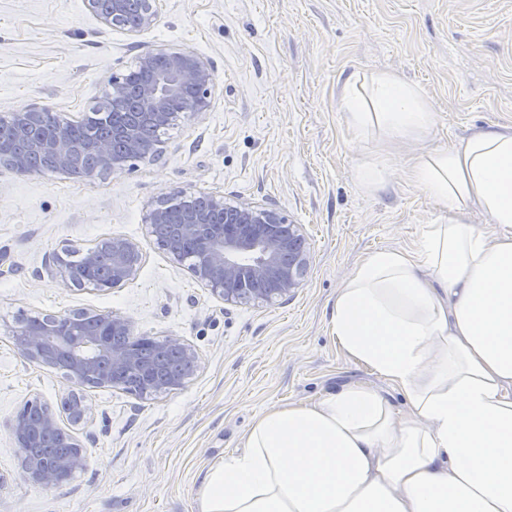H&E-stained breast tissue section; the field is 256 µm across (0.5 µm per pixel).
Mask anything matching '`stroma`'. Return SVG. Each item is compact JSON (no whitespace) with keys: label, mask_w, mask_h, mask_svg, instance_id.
<instances>
[{"label":"stroma","mask_w":512,"mask_h":512,"mask_svg":"<svg viewBox=\"0 0 512 512\" xmlns=\"http://www.w3.org/2000/svg\"><path fill=\"white\" fill-rule=\"evenodd\" d=\"M157 48L195 52L216 75L208 110L178 119L157 160L91 179L0 165V512H196L207 463L240 448L258 413L375 383L330 333L340 288L369 254L414 250L427 225L447 223L408 180L414 157L512 129V0H159L155 24L136 34L105 28L85 0H0V115L39 105L80 120L112 75ZM382 71L431 103L428 135L353 131L345 84ZM367 162L381 167L380 188L359 184ZM174 190L270 205L300 225L301 287L272 304L213 297L145 223ZM110 234L139 243L134 280L69 291L47 275L52 253ZM79 308L183 337L199 369L156 398L86 389L89 463L44 490L21 477L9 424L28 396L56 405L69 384L25 363L8 333L22 315Z\"/></svg>","instance_id":"1"}]
</instances>
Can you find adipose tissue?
<instances>
[{"instance_id": "ef3b65f1", "label": "adipose tissue", "mask_w": 512, "mask_h": 512, "mask_svg": "<svg viewBox=\"0 0 512 512\" xmlns=\"http://www.w3.org/2000/svg\"><path fill=\"white\" fill-rule=\"evenodd\" d=\"M345 107L359 134L435 123L417 86L384 72L349 80ZM408 176L447 223L359 262L329 319L382 387L258 414L241 450L208 465L196 512H512V130L419 156Z\"/></svg>"}]
</instances>
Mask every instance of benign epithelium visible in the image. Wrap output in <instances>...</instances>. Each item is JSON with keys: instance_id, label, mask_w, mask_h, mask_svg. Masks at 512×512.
<instances>
[{"instance_id": "benign-epithelium-1", "label": "benign epithelium", "mask_w": 512, "mask_h": 512, "mask_svg": "<svg viewBox=\"0 0 512 512\" xmlns=\"http://www.w3.org/2000/svg\"><path fill=\"white\" fill-rule=\"evenodd\" d=\"M131 0H109L99 8L98 0H86L88 9L110 29L127 28ZM139 18L131 32L146 30L158 16V0H139ZM138 69L150 79L138 87L140 111L135 119L112 128L109 136L83 145L69 135V123L58 122L54 132L33 141L29 152L0 157L17 174L33 173L30 158L44 157L48 169L73 177L88 178L122 171L134 161H152L162 152L139 136L143 123L163 128L179 114L171 111L174 100L186 98L182 114L204 112L210 107L216 84L215 73L201 56L190 51L159 48L140 57ZM129 96L126 77L114 75L104 100L109 111L121 112ZM46 109L32 106L8 113V120L24 129L44 122ZM189 218L177 226L175 236L199 245L197 259L189 267L196 280L228 304L272 303L301 287L309 266V251L301 225L292 224L277 209L252 203H231L219 192L203 196L180 193ZM171 195L166 194L148 210L145 222L156 226L168 220ZM175 264L185 257L172 241L156 240ZM112 257L109 287L117 288L134 279L140 269L142 252L137 242L121 235H109L78 250L81 261L71 262V250L51 257L52 276L64 288H99L94 276L100 250ZM10 340L28 363L57 368L71 384L63 398L69 426H64L52 405L39 396L26 399L10 422L20 458L21 476L45 490L59 487L84 470L86 446L73 428L87 421L90 412L82 388L118 387L117 377L131 375L145 397H157L182 387L199 368L194 347L180 336L153 338L135 333L127 317L81 308L64 314L26 315L18 320ZM64 433L69 450L56 457L30 452L44 435Z\"/></svg>"}]
</instances>
